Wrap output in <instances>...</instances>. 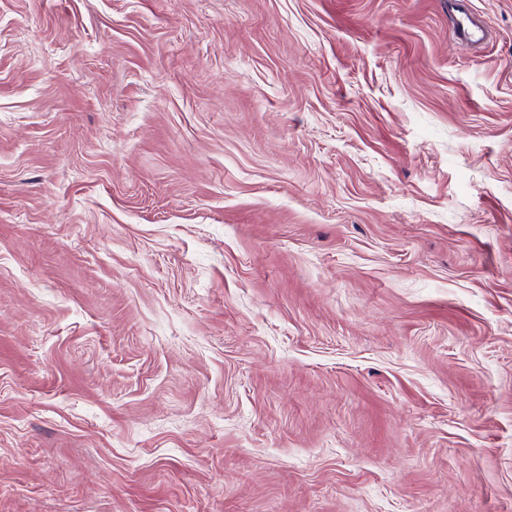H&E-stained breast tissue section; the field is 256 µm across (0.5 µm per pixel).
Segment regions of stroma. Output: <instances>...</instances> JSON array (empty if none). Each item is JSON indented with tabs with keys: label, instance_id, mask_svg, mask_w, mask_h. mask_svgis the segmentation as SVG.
Here are the masks:
<instances>
[{
	"label": "stroma",
	"instance_id": "stroma-1",
	"mask_svg": "<svg viewBox=\"0 0 512 512\" xmlns=\"http://www.w3.org/2000/svg\"><path fill=\"white\" fill-rule=\"evenodd\" d=\"M0 512H512V0H0Z\"/></svg>",
	"mask_w": 512,
	"mask_h": 512
}]
</instances>
